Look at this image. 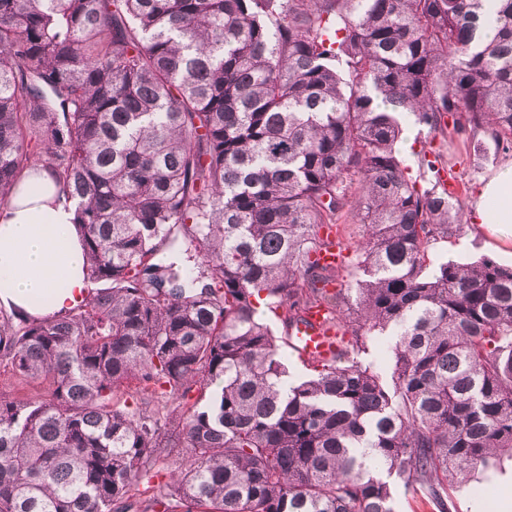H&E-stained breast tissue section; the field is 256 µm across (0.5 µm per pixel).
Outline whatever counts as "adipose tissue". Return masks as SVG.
Here are the masks:
<instances>
[{"mask_svg":"<svg viewBox=\"0 0 512 512\" xmlns=\"http://www.w3.org/2000/svg\"><path fill=\"white\" fill-rule=\"evenodd\" d=\"M470 218L512 225V165L481 184ZM83 265L74 206L57 201L48 170L32 171L0 208V303L36 317L67 310L82 299Z\"/></svg>","mask_w":512,"mask_h":512,"instance_id":"ef3b65f1","label":"adipose tissue"}]
</instances>
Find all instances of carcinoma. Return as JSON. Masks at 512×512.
<instances>
[{"mask_svg": "<svg viewBox=\"0 0 512 512\" xmlns=\"http://www.w3.org/2000/svg\"><path fill=\"white\" fill-rule=\"evenodd\" d=\"M403 113L512 147V0H0V207L49 170L88 287L0 305V364L48 385L0 391V512H450L503 472L512 266L431 262L462 206L434 150L402 166ZM353 183L360 277L331 291ZM313 306L341 348L290 382ZM392 344V336H372L368 341V352L364 355L366 360L375 361L388 377L391 368L390 347Z\"/></svg>", "mask_w": 512, "mask_h": 512, "instance_id": "1", "label": "carcinoma"}]
</instances>
